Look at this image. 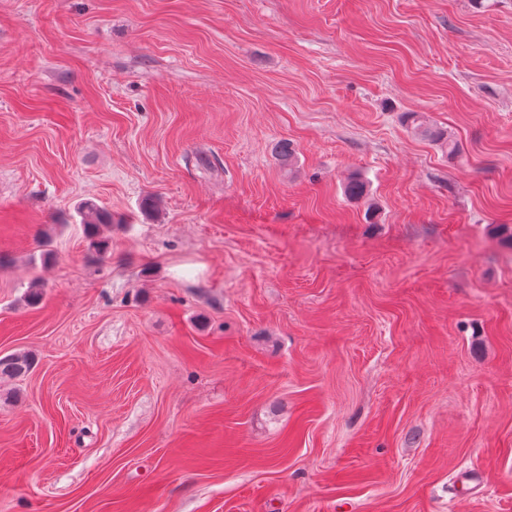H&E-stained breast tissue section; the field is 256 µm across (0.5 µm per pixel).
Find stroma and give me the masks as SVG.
<instances>
[{
  "mask_svg": "<svg viewBox=\"0 0 512 512\" xmlns=\"http://www.w3.org/2000/svg\"><path fill=\"white\" fill-rule=\"evenodd\" d=\"M505 224L512 0H0V512H512ZM411 127L418 133L430 138L432 141L448 145V154H455L456 144L448 136V131L430 122L423 114L413 112L408 116Z\"/></svg>",
  "mask_w": 512,
  "mask_h": 512,
  "instance_id": "obj_1",
  "label": "stroma"
}]
</instances>
